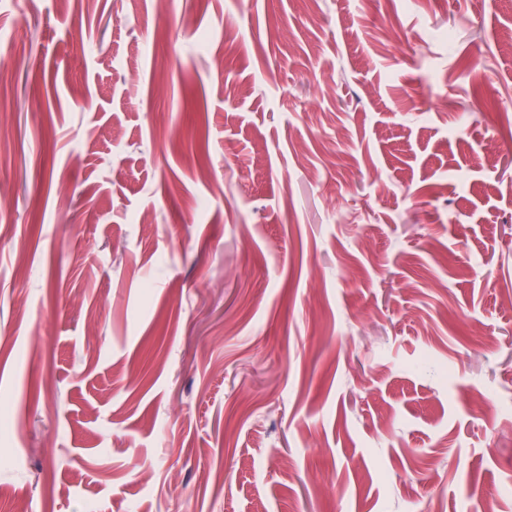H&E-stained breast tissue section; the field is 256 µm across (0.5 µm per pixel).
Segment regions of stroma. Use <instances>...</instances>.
<instances>
[{"label":"stroma","instance_id":"stroma-1","mask_svg":"<svg viewBox=\"0 0 512 512\" xmlns=\"http://www.w3.org/2000/svg\"><path fill=\"white\" fill-rule=\"evenodd\" d=\"M0 60V512H512V0H0Z\"/></svg>","mask_w":512,"mask_h":512}]
</instances>
